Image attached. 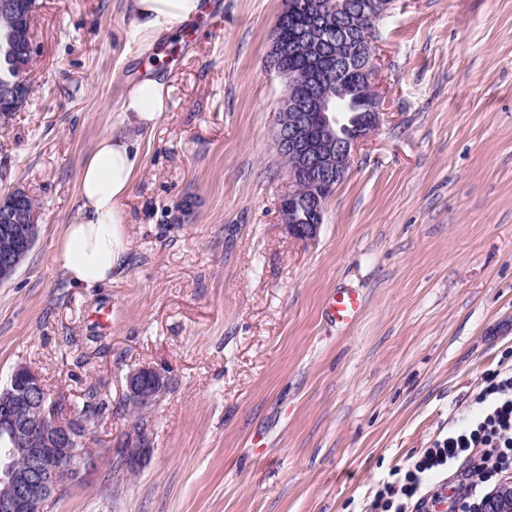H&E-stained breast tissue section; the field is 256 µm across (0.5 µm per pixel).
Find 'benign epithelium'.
Instances as JSON below:
<instances>
[{"label": "benign epithelium", "instance_id": "1", "mask_svg": "<svg viewBox=\"0 0 512 512\" xmlns=\"http://www.w3.org/2000/svg\"><path fill=\"white\" fill-rule=\"evenodd\" d=\"M0 8L12 12L16 27L32 25L33 11H25L18 0H5ZM318 12L329 11L336 19V61L347 63L352 54L350 28L359 23L377 24L389 10L385 0H332L330 7L316 5ZM320 41L316 25L308 26L300 43L301 51L311 56ZM33 53L32 35L17 39L7 51L4 64ZM360 72L371 98V106L353 135H343L344 113L338 99L342 90L317 85L310 76L302 79L282 69L285 94L276 115L274 145L290 160L288 179L297 187L308 186L304 202V223L294 221V193L284 196L279 205L282 223L301 241L317 238L324 218V197L333 181L344 176L358 146L379 130L383 121L381 98L375 86L377 72L374 51L360 57ZM31 196L16 190L0 197V239L9 248L0 252V278L11 275L32 248L35 238L28 225ZM167 380L159 371L140 367L126 377V396L150 409ZM90 419L62 409L50 397L41 375L26 365L17 366L6 384L0 387V512H44L45 505L61 491L60 476L74 475L90 456L85 445ZM147 447L146 435L135 428L128 431L126 447L115 449L121 465L133 468ZM483 512H512V478L502 479L488 494Z\"/></svg>", "mask_w": 512, "mask_h": 512}]
</instances>
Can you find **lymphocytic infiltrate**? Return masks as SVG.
<instances>
[{
  "instance_id": "lymphocytic-infiltrate-1",
  "label": "lymphocytic infiltrate",
  "mask_w": 512,
  "mask_h": 512,
  "mask_svg": "<svg viewBox=\"0 0 512 512\" xmlns=\"http://www.w3.org/2000/svg\"><path fill=\"white\" fill-rule=\"evenodd\" d=\"M476 403L475 413L396 467L366 512H476L485 485L512 473V368L486 373ZM461 460L463 481L445 486L441 476Z\"/></svg>"
}]
</instances>
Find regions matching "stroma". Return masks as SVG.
Segmentation results:
<instances>
[{
  "instance_id": "stroma-1",
  "label": "stroma",
  "mask_w": 512,
  "mask_h": 512,
  "mask_svg": "<svg viewBox=\"0 0 512 512\" xmlns=\"http://www.w3.org/2000/svg\"><path fill=\"white\" fill-rule=\"evenodd\" d=\"M285 0H207L145 48L128 0H37L32 93L0 124V195L36 201L39 236L0 284V384L25 364L67 408L95 386L92 468L46 512H364L372 491L470 415L512 366V0H394L375 42L386 111L292 238L269 57ZM168 110L139 133L130 252L109 284L55 261L97 140L127 88ZM359 293L349 326L337 289ZM168 385L150 450L115 470L125 378ZM361 306L358 295L349 290H337L328 300L329 316L336 322L351 324L358 316Z\"/></svg>"
}]
</instances>
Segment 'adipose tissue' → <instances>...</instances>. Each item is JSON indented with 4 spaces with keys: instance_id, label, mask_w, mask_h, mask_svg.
I'll use <instances>...</instances> for the list:
<instances>
[{
    "instance_id": "ef3b65f1",
    "label": "adipose tissue",
    "mask_w": 512,
    "mask_h": 512,
    "mask_svg": "<svg viewBox=\"0 0 512 512\" xmlns=\"http://www.w3.org/2000/svg\"><path fill=\"white\" fill-rule=\"evenodd\" d=\"M136 28L144 46H152L175 24L200 15L203 0H130ZM167 108L163 84L143 79L125 95L122 110L133 129L155 128ZM140 162L136 141L115 133L101 137L84 163L78 185V207L64 225L55 260L70 282L95 288L111 282L130 251L127 197Z\"/></svg>"
}]
</instances>
